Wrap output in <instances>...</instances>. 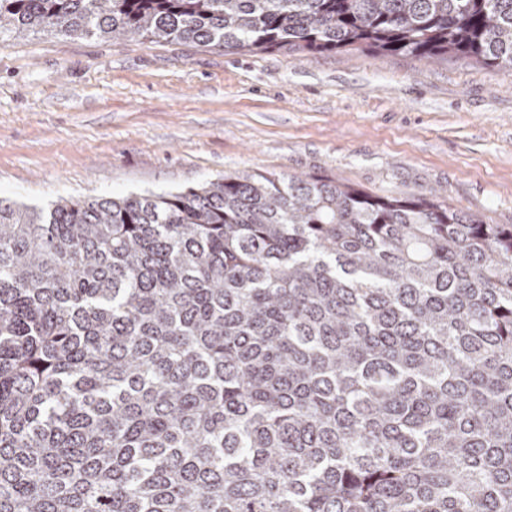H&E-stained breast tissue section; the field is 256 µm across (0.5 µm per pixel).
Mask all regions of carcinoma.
Returning <instances> with one entry per match:
<instances>
[{"mask_svg": "<svg viewBox=\"0 0 512 512\" xmlns=\"http://www.w3.org/2000/svg\"><path fill=\"white\" fill-rule=\"evenodd\" d=\"M36 32L512 68V0H0ZM0 512H512V224L265 173L0 197Z\"/></svg>", "mask_w": 512, "mask_h": 512, "instance_id": "carcinoma-1", "label": "carcinoma"}]
</instances>
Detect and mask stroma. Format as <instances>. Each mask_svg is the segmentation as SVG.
<instances>
[{
  "mask_svg": "<svg viewBox=\"0 0 512 512\" xmlns=\"http://www.w3.org/2000/svg\"><path fill=\"white\" fill-rule=\"evenodd\" d=\"M256 172L435 191L512 224V69L347 48L0 44V197L45 205Z\"/></svg>",
  "mask_w": 512,
  "mask_h": 512,
  "instance_id": "1",
  "label": "stroma"
}]
</instances>
